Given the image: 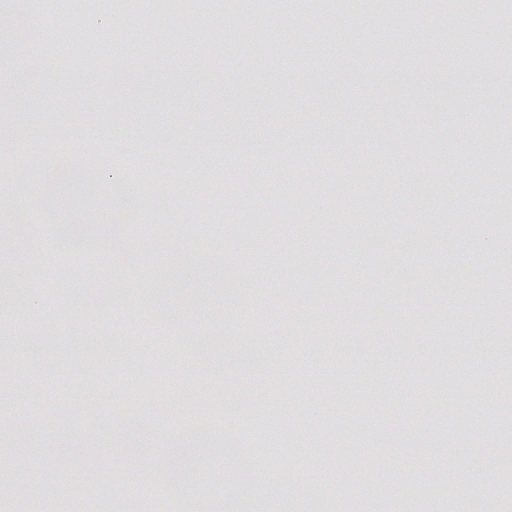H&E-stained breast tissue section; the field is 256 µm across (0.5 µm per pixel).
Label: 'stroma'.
<instances>
[{
  "instance_id": "35a3bbf8",
  "label": "stroma",
  "mask_w": 512,
  "mask_h": 512,
  "mask_svg": "<svg viewBox=\"0 0 512 512\" xmlns=\"http://www.w3.org/2000/svg\"><path fill=\"white\" fill-rule=\"evenodd\" d=\"M71 2L78 22L37 81L26 80L37 47L0 43L8 91L0 127L13 143L0 158V272L12 274L0 290V347L25 353L32 334L75 349L100 337L117 347L164 342L135 371L71 356L43 368L13 365L0 391V446L9 449L0 455V512H39L59 484L77 495L51 512H90L99 498L122 512L131 497L160 512L143 483L167 470V441L190 430L212 436L228 403L254 385L238 354L214 349L218 336L269 360L254 420L265 447L277 451L270 472L318 464L323 482L341 492L343 512H397L431 478L512 503V383L500 368L512 347V290L504 287L512 238L498 229L512 210L485 214L464 193L470 175L487 177L512 130V42L503 32L512 0L486 12L474 40L453 45L448 0H407L404 17L384 0H357L356 10L327 22L312 0H288L270 20L296 35L262 57L223 19L225 0H181L169 13L161 0ZM69 11L56 9L47 31L67 23ZM147 15L155 26H142ZM392 27L401 37H384ZM198 30L213 31L208 47L199 46ZM501 43V59L487 61L485 46ZM64 138L77 149L109 141V155L127 159L123 172L148 171L154 196L124 217L142 245L138 259L104 246L67 262L49 251L37 265L19 260L21 224L112 220L109 200L79 185L59 190L55 215L43 212L38 178ZM445 170L456 174L448 195L440 192ZM186 173L198 187L189 207L170 190ZM298 178L308 191L295 198L289 188ZM255 186L263 196L252 195ZM156 224L163 235L152 234ZM200 224L212 225L211 235H198ZM380 224L399 231L378 251L371 235ZM424 235L442 249L423 250ZM256 237L266 253L259 274ZM480 237L495 250L477 248ZM212 255L237 268L239 301L217 290L219 270L202 263ZM322 260L328 291L299 275ZM132 268L142 287L168 295L178 329L140 304ZM470 276L481 295L469 291ZM411 277L422 284L413 295ZM381 338L389 346L375 365L370 349ZM454 352L484 365L483 406L500 426H451L456 407L439 392L456 378L446 365ZM159 382L169 386L161 402ZM93 388L109 391L111 403L84 408ZM139 402L152 446L130 461L113 450ZM324 439L334 460L318 446ZM374 463L394 475L377 498L360 487ZM236 476L217 449L174 494L203 510L220 503L224 512H299L297 501L240 486Z\"/></svg>"
}]
</instances>
